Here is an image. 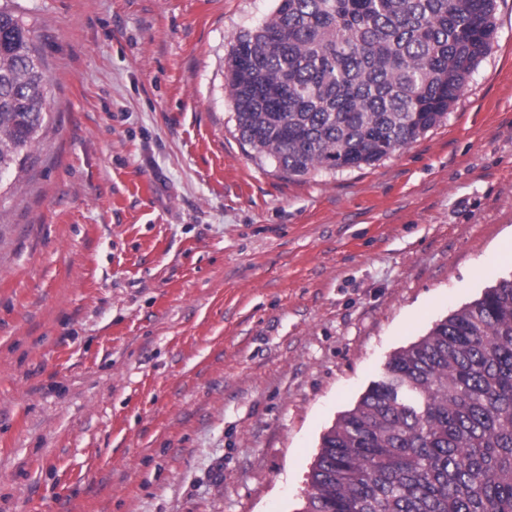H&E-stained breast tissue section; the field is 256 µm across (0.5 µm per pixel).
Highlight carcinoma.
Listing matches in <instances>:
<instances>
[{
    "mask_svg": "<svg viewBox=\"0 0 512 512\" xmlns=\"http://www.w3.org/2000/svg\"><path fill=\"white\" fill-rule=\"evenodd\" d=\"M496 0H278L238 35L240 139L290 176L372 166L440 124ZM34 31L0 6V179L49 121ZM299 512H512V276L392 354L323 434Z\"/></svg>",
    "mask_w": 512,
    "mask_h": 512,
    "instance_id": "cac0c4a2",
    "label": "carcinoma"
}]
</instances>
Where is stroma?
Here are the masks:
<instances>
[{
  "label": "stroma",
  "mask_w": 512,
  "mask_h": 512,
  "mask_svg": "<svg viewBox=\"0 0 512 512\" xmlns=\"http://www.w3.org/2000/svg\"><path fill=\"white\" fill-rule=\"evenodd\" d=\"M47 128L0 180V512H299L396 350L512 275V0L448 117L285 174L225 79L277 0H9Z\"/></svg>",
  "instance_id": "stroma-1"
}]
</instances>
